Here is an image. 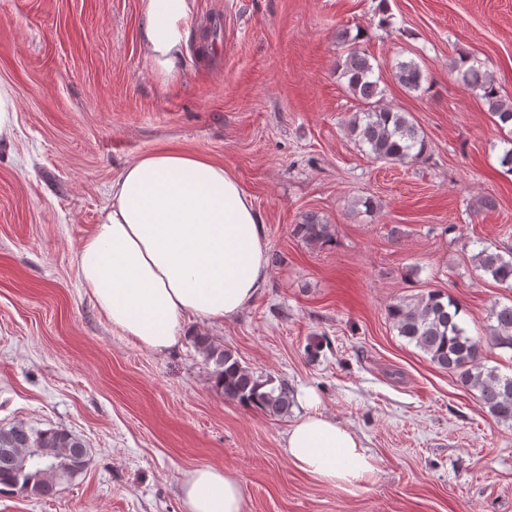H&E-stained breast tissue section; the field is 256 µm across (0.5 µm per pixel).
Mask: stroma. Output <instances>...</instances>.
<instances>
[{
    "label": "stroma",
    "instance_id": "1",
    "mask_svg": "<svg viewBox=\"0 0 512 512\" xmlns=\"http://www.w3.org/2000/svg\"><path fill=\"white\" fill-rule=\"evenodd\" d=\"M144 25L143 0H0V84L18 108L0 143V427H61L89 448L53 497L0 495V512H186L181 480L202 465L238 476L245 512H512V423L386 315L399 298L450 294L484 364L512 373L487 330L512 289L473 260L485 246L512 256V173L488 105L451 68L471 56L512 100V0H195L171 76L145 59ZM346 31L383 104L424 132L418 161L373 160L351 135L363 105L336 69ZM410 59L425 76L416 91L393 77ZM158 148L223 165L279 257L255 301L191 319L192 335L293 394L314 390L373 455L371 482L347 489L296 467L284 441L300 405L281 418L244 409L190 338L146 349L81 284L77 249L113 179ZM310 215L334 225L333 243L294 234Z\"/></svg>",
    "mask_w": 512,
    "mask_h": 512
}]
</instances>
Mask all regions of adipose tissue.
Masks as SVG:
<instances>
[{
  "label": "adipose tissue",
  "mask_w": 512,
  "mask_h": 512,
  "mask_svg": "<svg viewBox=\"0 0 512 512\" xmlns=\"http://www.w3.org/2000/svg\"><path fill=\"white\" fill-rule=\"evenodd\" d=\"M144 51L172 74L186 45L193 0H144ZM77 271L113 327L167 352L196 316H237L262 293L270 272L267 242L251 196L203 156L154 150L113 180L99 221L80 244ZM289 428L284 452L303 471L352 486L371 480L376 462L357 434L318 409L316 394ZM187 512H244L235 474L201 466L185 473Z\"/></svg>",
  "instance_id": "adipose-tissue-1"
}]
</instances>
